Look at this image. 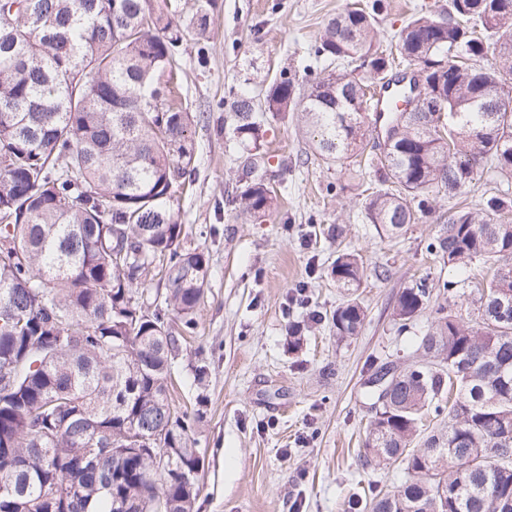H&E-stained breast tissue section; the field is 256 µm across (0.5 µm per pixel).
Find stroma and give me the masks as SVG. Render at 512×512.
<instances>
[{
	"label": "stroma",
	"instance_id": "obj_1",
	"mask_svg": "<svg viewBox=\"0 0 512 512\" xmlns=\"http://www.w3.org/2000/svg\"><path fill=\"white\" fill-rule=\"evenodd\" d=\"M351 0H216L205 44L182 46L179 90L193 121L196 169L174 201L183 244L208 260L206 297L195 336L174 361L180 408L201 410L195 432L205 452L196 512H348L351 497L389 490L406 478L402 466L362 467L371 416L364 383L372 366L410 363L430 312L399 331L393 307L399 291L422 276L463 282L433 261L427 245L455 201L485 204L497 195L512 205V179L478 168L456 199L437 195L434 211L395 237L369 224L360 193L375 185L382 151L377 133L353 159L323 160L297 113L262 129L267 167L280 197L263 218L241 215L231 201L242 152L230 138L232 102L247 88L263 106L281 74L305 83L307 70L327 74L310 47L327 20ZM381 46L413 12L448 0H381ZM344 238H328L330 225ZM357 252L364 276L353 293L332 275L339 251ZM465 290L472 283L463 282ZM366 309L359 336L337 342L331 316L346 298ZM207 367L197 381L193 365Z\"/></svg>",
	"mask_w": 512,
	"mask_h": 512
}]
</instances>
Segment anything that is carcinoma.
<instances>
[{"instance_id": "carcinoma-1", "label": "carcinoma", "mask_w": 512, "mask_h": 512, "mask_svg": "<svg viewBox=\"0 0 512 512\" xmlns=\"http://www.w3.org/2000/svg\"><path fill=\"white\" fill-rule=\"evenodd\" d=\"M169 0H0L15 24L0 27V512H195L203 455L194 433L202 413L177 411L171 370L183 334L197 327L207 260L182 246L173 208L193 173L191 115L174 80L186 35L208 37L211 0L189 24ZM380 0L329 19L314 54L336 64L302 87L283 76L263 110L245 92L232 104L233 140L260 149L264 119L297 112L325 159L354 154L367 134L365 79L386 80L393 107L383 118L379 185L362 201L387 235L432 212L482 164L512 177V0H448L417 13L394 35L396 52L373 50ZM427 77L438 112H401L412 98L406 74L387 78L395 58ZM487 59L477 67L474 60ZM250 217L274 205L263 177L233 198ZM493 196L461 207L428 244L438 262L478 266L488 278L468 297L420 278L400 291L401 327L429 310L414 360L378 403L364 465L406 463L408 479L368 502L367 512H498L512 501V222ZM165 267L166 308L150 309L135 285ZM337 287L360 286L356 255L336 257ZM473 306L467 316L452 304ZM365 319L349 299L331 317L340 341ZM448 422L424 433L429 416ZM165 435L173 468L158 472L148 449L112 450L131 431ZM447 489L448 496L440 495Z\"/></svg>"}]
</instances>
